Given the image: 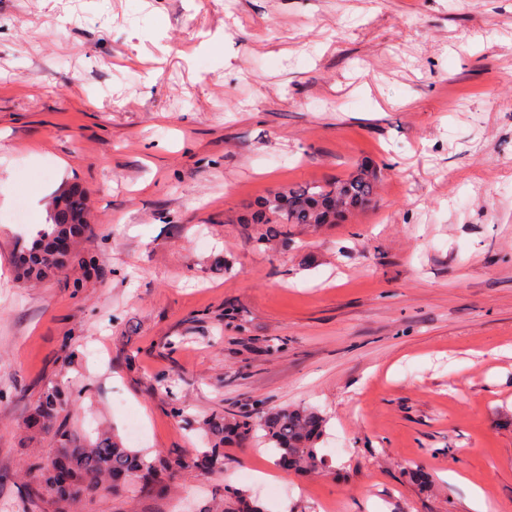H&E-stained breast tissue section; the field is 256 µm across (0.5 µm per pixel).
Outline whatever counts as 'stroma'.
I'll list each match as a JSON object with an SVG mask.
<instances>
[{"mask_svg":"<svg viewBox=\"0 0 512 512\" xmlns=\"http://www.w3.org/2000/svg\"><path fill=\"white\" fill-rule=\"evenodd\" d=\"M363 163L369 207L253 247L268 190ZM64 187L93 263L23 282ZM53 384L78 433L133 417L164 456L214 412L325 421L318 471L232 440L71 512H512V0H0V512L54 458L22 427Z\"/></svg>","mask_w":512,"mask_h":512,"instance_id":"1","label":"stroma"}]
</instances>
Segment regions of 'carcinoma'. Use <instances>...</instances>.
Returning <instances> with one entry per match:
<instances>
[{
	"instance_id": "cac0c4a2",
	"label": "carcinoma",
	"mask_w": 512,
	"mask_h": 512,
	"mask_svg": "<svg viewBox=\"0 0 512 512\" xmlns=\"http://www.w3.org/2000/svg\"><path fill=\"white\" fill-rule=\"evenodd\" d=\"M380 172L374 167H358L345 177L325 184L288 185L271 190L258 200L256 209L244 220L246 224H263L265 233L254 238L256 245H265L277 238L286 239L288 225L334 224L339 216L335 209H356L372 202L377 195ZM72 217L84 215L85 200L74 188L55 195L48 210V222L30 243L18 248L15 256L17 275L22 280L53 277L69 268L77 259L75 245L92 235V228L83 221L67 224L64 213ZM70 241V249L62 255L56 250L61 237ZM76 399L57 385L47 387L31 406L28 428L50 435L56 458L47 465L36 457L27 459L24 472L41 475L27 486L31 499L51 496L59 512H68L76 498L107 492L120 494L127 484L137 482L145 490L164 488L195 469L220 473L224 470V443L230 437L247 439L255 428L263 431V442L273 448L277 463L297 471L316 470L323 465L316 444L324 420L315 411L305 408L268 410L253 424L249 418L229 419L212 414L200 421L210 436L209 447L195 459L182 456L148 460L122 441L103 433L88 440L84 446L74 444L68 408Z\"/></svg>"
}]
</instances>
